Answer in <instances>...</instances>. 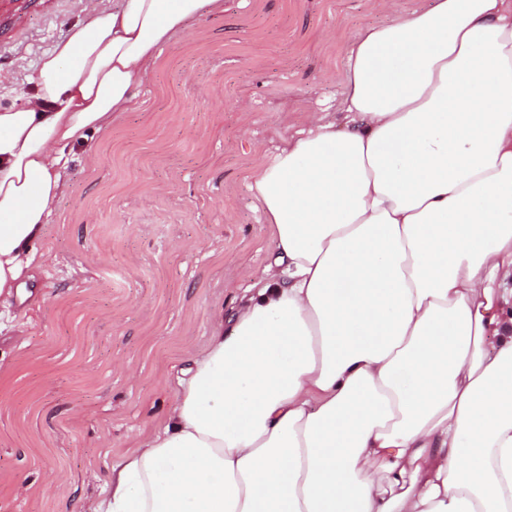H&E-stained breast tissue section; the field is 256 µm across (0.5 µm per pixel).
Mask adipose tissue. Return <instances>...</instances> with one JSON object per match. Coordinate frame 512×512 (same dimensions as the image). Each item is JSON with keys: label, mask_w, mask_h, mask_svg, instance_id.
Instances as JSON below:
<instances>
[{"label": "adipose tissue", "mask_w": 512, "mask_h": 512, "mask_svg": "<svg viewBox=\"0 0 512 512\" xmlns=\"http://www.w3.org/2000/svg\"><path fill=\"white\" fill-rule=\"evenodd\" d=\"M120 0L0 107V304L68 147L125 112L187 20ZM344 129L252 175L266 279L178 380L93 512H512V0H433L359 33Z\"/></svg>", "instance_id": "adipose-tissue-1"}]
</instances>
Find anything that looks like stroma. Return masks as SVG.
<instances>
[{
	"instance_id": "1",
	"label": "stroma",
	"mask_w": 512,
	"mask_h": 512,
	"mask_svg": "<svg viewBox=\"0 0 512 512\" xmlns=\"http://www.w3.org/2000/svg\"><path fill=\"white\" fill-rule=\"evenodd\" d=\"M0 13V106L116 0ZM422 0H224L190 20L62 171L26 294L0 315V512H87L163 424L177 378L260 279L271 230L249 184L310 112L338 105L353 39Z\"/></svg>"
}]
</instances>
